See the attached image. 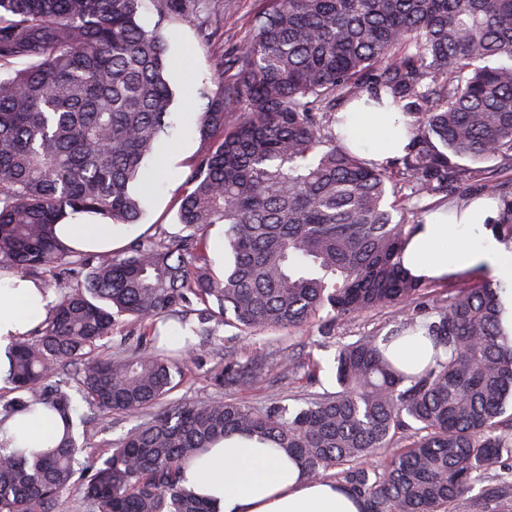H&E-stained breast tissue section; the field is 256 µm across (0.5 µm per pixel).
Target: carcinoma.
Returning a JSON list of instances; mask_svg holds the SVG:
<instances>
[{
  "label": "carcinoma",
  "mask_w": 512,
  "mask_h": 512,
  "mask_svg": "<svg viewBox=\"0 0 512 512\" xmlns=\"http://www.w3.org/2000/svg\"><path fill=\"white\" fill-rule=\"evenodd\" d=\"M0 0V265L52 269L66 288L35 336L9 353L15 396L0 419L41 406L66 420L48 452L0 443V512H53L78 485L91 512H216L182 483L184 463L215 441L250 433L285 450L312 477L334 479L365 512H452L477 482L468 512H512V331L505 284L483 278L418 306L426 283L402 266L415 225L395 219L398 183L416 197L470 183L502 198L490 224L512 245V0H265L253 36L221 61L219 91L197 119L205 149L190 173L174 240L136 238L120 252L66 247L70 215L137 224L145 159L168 128L173 92L165 31L198 21L215 36L210 0ZM431 82H426V79ZM398 109L407 153L370 164L325 130L336 99ZM499 161V167H462ZM224 226L228 259L214 270L208 234ZM392 307L383 337L343 344L334 393L291 409L216 400L163 402L194 360L193 343L159 346L158 324L193 308L199 324L243 333L293 329ZM152 351L99 356L120 317ZM422 332L434 345L419 374L397 369L384 345ZM96 420L159 411L101 461L82 464L74 394ZM393 452L381 471L364 465Z\"/></svg>",
  "instance_id": "cac0c4a2"
}]
</instances>
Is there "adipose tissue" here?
Returning a JSON list of instances; mask_svg holds the SVG:
<instances>
[{
  "instance_id": "obj_1",
  "label": "adipose tissue",
  "mask_w": 512,
  "mask_h": 512,
  "mask_svg": "<svg viewBox=\"0 0 512 512\" xmlns=\"http://www.w3.org/2000/svg\"><path fill=\"white\" fill-rule=\"evenodd\" d=\"M336 134L351 150L382 165L402 155L410 134L399 112H348ZM488 203L475 202L456 213L436 211L426 216L406 246L403 264L429 282L446 281L450 274L492 269L512 282V248H507L485 222ZM56 234L71 249L107 252L114 240L108 224L89 223L78 215L57 225ZM53 301L39 281L18 275L0 276V348L10 338L43 321ZM393 361L406 372H421L433 347L421 335L395 340ZM17 448L49 450L63 434L60 418L19 414L0 428ZM183 484L197 496L213 501L217 512H364L362 500L328 478H311L288 455L255 435L234 434L213 445L183 470Z\"/></svg>"
}]
</instances>
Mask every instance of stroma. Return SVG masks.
Segmentation results:
<instances>
[{"label": "stroma", "mask_w": 512, "mask_h": 512, "mask_svg": "<svg viewBox=\"0 0 512 512\" xmlns=\"http://www.w3.org/2000/svg\"><path fill=\"white\" fill-rule=\"evenodd\" d=\"M260 4L261 0H224L223 33L214 39L204 37L194 22L180 23L169 29L168 77L176 92L171 126L148 162L149 198L141 223L114 228L119 246H126L138 237L155 235L160 230L172 237L182 235L176 217L178 201L185 191L188 163L203 149L194 132L196 117L203 106L199 94L204 90H218L220 55L250 37V20ZM395 193L403 202L404 218L409 224L423 223L425 216L435 210L453 211L476 200L465 184L458 185L448 195L419 201L411 199L405 185H398ZM396 318L394 309L385 308L355 318L336 319L326 332L315 322L295 330L253 334L213 323L209 335L195 336V360L179 377L171 398L198 404L220 398L233 399L259 408L274 401L296 405L300 398L336 390L335 357L339 345L364 336L385 335L393 328ZM222 358L247 368L264 366L268 374L243 385L217 386L210 370ZM286 360L295 363L294 371L282 369L281 364ZM139 423V417L117 414L112 417L111 427L104 431L96 422L87 423L79 440L84 447L82 460L94 461L108 456L111 448Z\"/></svg>", "instance_id": "1"}]
</instances>
